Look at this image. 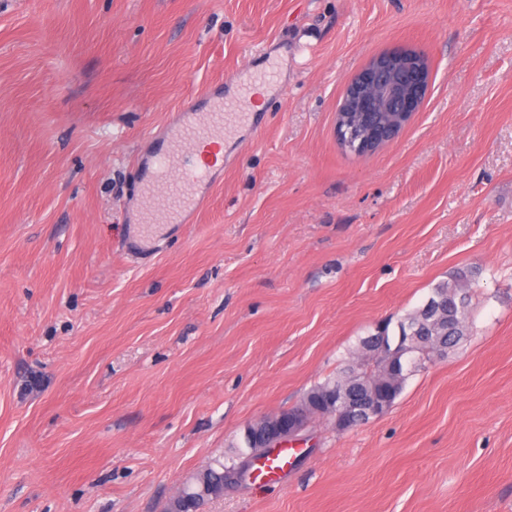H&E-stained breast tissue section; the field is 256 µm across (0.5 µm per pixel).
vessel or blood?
<instances>
[{
    "label": "vessel or blood",
    "mask_w": 512,
    "mask_h": 512,
    "mask_svg": "<svg viewBox=\"0 0 512 512\" xmlns=\"http://www.w3.org/2000/svg\"><path fill=\"white\" fill-rule=\"evenodd\" d=\"M252 97L253 85L248 82L240 85L232 102H225L220 95L210 96L205 114L185 107L166 143L156 148L146 162L141 183L144 197L150 200L165 196L170 217L176 222L198 208L213 186L214 170L209 161L186 164L188 145L203 136L220 140L240 124H253L254 115L249 111Z\"/></svg>",
    "instance_id": "1"
}]
</instances>
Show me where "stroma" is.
Returning <instances> with one entry per match:
<instances>
[{"label":"stroma","mask_w":512,"mask_h":512,"mask_svg":"<svg viewBox=\"0 0 512 512\" xmlns=\"http://www.w3.org/2000/svg\"><path fill=\"white\" fill-rule=\"evenodd\" d=\"M396 46L426 97L346 152ZM268 67L190 223L128 246L171 114ZM466 267V336L387 413L201 512H512V0H0V512H165ZM428 85L429 69L420 51L394 48L375 56L349 81L352 91L337 112L356 114L344 129L345 137H337L338 145L355 154H372L370 142L384 137L390 123L403 121L400 132L407 126Z\"/></svg>","instance_id":"35a3bbf8"}]
</instances>
